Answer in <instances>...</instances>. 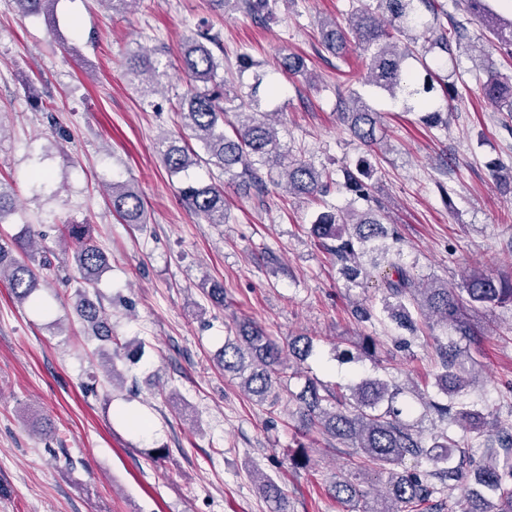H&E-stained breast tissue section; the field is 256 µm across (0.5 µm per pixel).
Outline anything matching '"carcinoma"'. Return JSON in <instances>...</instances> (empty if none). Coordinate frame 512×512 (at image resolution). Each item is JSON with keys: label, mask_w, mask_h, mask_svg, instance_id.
Returning a JSON list of instances; mask_svg holds the SVG:
<instances>
[{"label": "carcinoma", "mask_w": 512, "mask_h": 512, "mask_svg": "<svg viewBox=\"0 0 512 512\" xmlns=\"http://www.w3.org/2000/svg\"><path fill=\"white\" fill-rule=\"evenodd\" d=\"M56 0H16L21 10L34 17L48 16ZM279 0H210L214 10L228 14L244 10L253 19H270ZM490 0H461L464 11L478 19L492 32L498 50L512 57V19L505 20L489 6ZM433 15L432 22L421 23L420 12ZM448 19V11L435 0H356L345 20L321 22L319 36L324 48L340 53L353 42L360 50L365 67L363 81L391 98L408 91L416 104L426 109L422 120L429 126L443 123L442 114L434 107L435 86L426 56L438 60H454L462 45L464 26ZM220 45L218 35L208 30L187 39L181 52V71L186 89L179 98L182 134L164 137L158 143L159 155L172 176L195 166L215 167L224 173V182L255 189H266L260 171L277 168L284 174L288 193L316 198L328 191L329 174L317 169L301 157L285 150L274 125L275 112L248 109L231 111L230 104L244 98L239 91L230 94L224 85V61L218 59L211 46ZM414 60L426 72L427 79L419 87L408 90L414 76L408 61ZM160 61L141 51L127 57V74L137 80L145 95L155 93L163 73ZM284 71L304 75L307 66L298 56H286L281 62ZM483 97L500 112H512V80L498 73L482 85ZM340 119L352 136L369 149H381L384 128L381 113L365 98L353 92L339 101ZM201 144L202 152L192 149L188 140ZM378 173L375 163L366 157L354 166L341 169L343 189L356 200L365 202L361 209L336 208L320 213L311 234L336 258L339 273L348 284L358 285L370 276L365 258H371L374 268L386 264L383 291L380 298V323L393 322L397 328L411 333L418 325L441 324L455 334L470 337L473 331L462 317L470 307L494 308L512 306V277L493 276L480 269H470L460 285L433 279L423 286L402 261L396 229L383 223L381 205L372 194V179ZM188 208L204 216L210 224L225 223L224 186L189 185L180 191ZM113 210L126 224L142 223L145 212L140 193L123 181L112 182L110 192ZM65 236L71 243L75 264L84 285L94 286L99 273L107 266L105 252L93 240L87 224L64 225ZM39 233L29 230L27 245L17 248L28 255L29 261L15 258L0 244V278L8 281L13 296L21 304L30 303L38 309L47 301L37 295L39 276L35 272L34 252L29 249ZM77 311L90 327L95 339L122 344L112 336V326L104 321V310L98 299L79 288L76 290ZM297 361L306 360L313 352V340L295 336L283 347L258 324L242 321L235 325V334L225 337L224 348L218 354L220 367L238 379L243 391L263 403L288 389L290 381L300 374L284 361V352ZM442 373L436 386L445 396L443 401L429 402V408L448 430L432 438L426 445L403 418V409L396 406L401 390L379 378L366 377L343 387H329L310 380L295 394L298 413L304 427L317 428L336 439L351 441L360 449L361 462L357 470L376 481L379 488H362V482L349 478L333 483L329 492L348 505L351 512H407L429 502L438 492L436 484L454 482L464 490V498H477L484 508L478 512H512V431L492 427L490 421L477 420L478 413L464 399L473 376L467 373L464 351L457 344L439 343L435 347ZM481 449V463L473 470L474 485L465 483V465L472 448ZM411 456L426 461L429 470H398ZM259 489L270 505L271 512H285V492L269 476L261 474Z\"/></svg>", "instance_id": "carcinoma-1"}]
</instances>
